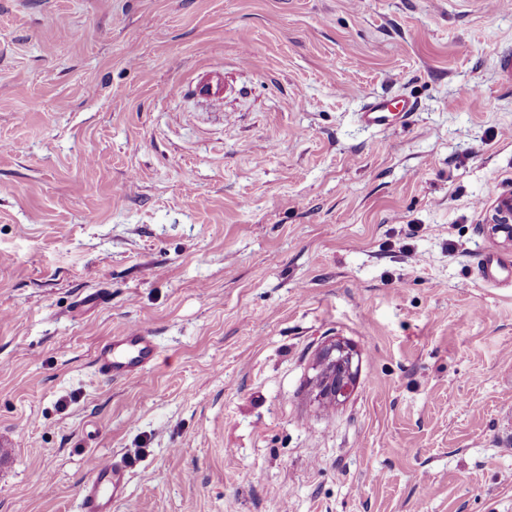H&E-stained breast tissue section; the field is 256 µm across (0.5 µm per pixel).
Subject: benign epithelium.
Wrapping results in <instances>:
<instances>
[{
    "instance_id": "1",
    "label": "benign epithelium",
    "mask_w": 512,
    "mask_h": 512,
    "mask_svg": "<svg viewBox=\"0 0 512 512\" xmlns=\"http://www.w3.org/2000/svg\"><path fill=\"white\" fill-rule=\"evenodd\" d=\"M490 232L505 242H512V196L497 201L488 221ZM354 355L345 344L334 341L320 351L318 374L313 389L319 403H339L350 394L354 385Z\"/></svg>"
}]
</instances>
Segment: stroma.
I'll use <instances>...</instances> for the list:
<instances>
[{"instance_id": "35a3bbf8", "label": "stroma", "mask_w": 512, "mask_h": 512, "mask_svg": "<svg viewBox=\"0 0 512 512\" xmlns=\"http://www.w3.org/2000/svg\"><path fill=\"white\" fill-rule=\"evenodd\" d=\"M511 57L512 0H0V512H512ZM394 102L386 99H373L366 103L360 112L361 121L373 127H385L400 121L405 123L411 116L414 105L404 99L393 106ZM487 224L494 236L512 242V196L497 201ZM156 350L151 333L132 328L103 340L95 350L93 364L109 380L135 377L150 367ZM354 355L345 344L334 341L320 351L313 394L320 404L331 402L336 404L344 401L354 385ZM126 469L112 460L99 464L82 489V512H112L126 489Z\"/></svg>"}]
</instances>
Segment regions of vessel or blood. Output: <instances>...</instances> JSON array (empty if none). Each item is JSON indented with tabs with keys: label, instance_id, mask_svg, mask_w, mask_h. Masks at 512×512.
Returning a JSON list of instances; mask_svg holds the SVG:
<instances>
[{
	"label": "vessel or blood",
	"instance_id": "b4317fda",
	"mask_svg": "<svg viewBox=\"0 0 512 512\" xmlns=\"http://www.w3.org/2000/svg\"><path fill=\"white\" fill-rule=\"evenodd\" d=\"M413 109V103L407 99L396 104L374 99L365 104L360 118L366 125L385 127L407 122ZM156 350L151 333L132 328L103 340L95 350L93 364L100 375L110 380L135 377L150 367ZM125 489L126 470L122 465L110 460L99 464L83 486L81 512H112Z\"/></svg>",
	"mask_w": 512,
	"mask_h": 512
}]
</instances>
